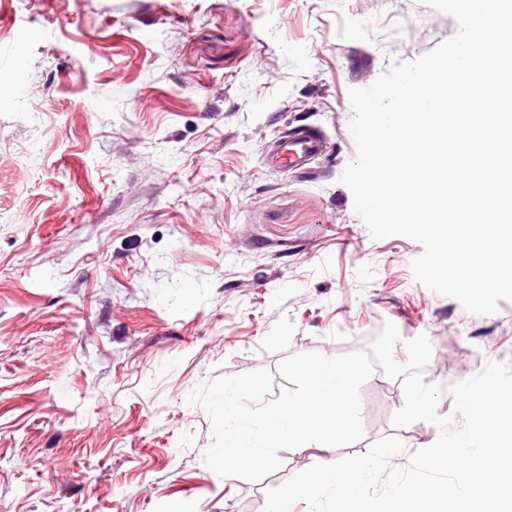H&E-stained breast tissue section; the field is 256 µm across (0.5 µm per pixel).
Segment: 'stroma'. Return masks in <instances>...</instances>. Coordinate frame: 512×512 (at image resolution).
<instances>
[{"label":"stroma","mask_w":512,"mask_h":512,"mask_svg":"<svg viewBox=\"0 0 512 512\" xmlns=\"http://www.w3.org/2000/svg\"><path fill=\"white\" fill-rule=\"evenodd\" d=\"M425 0H0V512H264L268 489L397 435L401 380L360 388L363 438L281 450L262 481L205 463L189 395L280 359L426 335L424 380L512 364L493 315L415 280L423 248L372 238L341 181L349 91L451 38ZM306 128L305 171L266 159Z\"/></svg>","instance_id":"stroma-1"}]
</instances>
